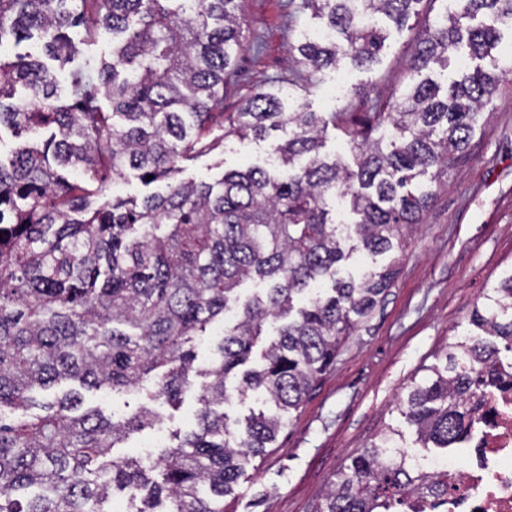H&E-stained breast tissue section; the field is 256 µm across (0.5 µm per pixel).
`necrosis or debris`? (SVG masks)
<instances>
[{"mask_svg":"<svg viewBox=\"0 0 512 512\" xmlns=\"http://www.w3.org/2000/svg\"><path fill=\"white\" fill-rule=\"evenodd\" d=\"M467 460L415 457L426 472L448 477V500L436 512H512V364H503L492 389L476 398Z\"/></svg>","mask_w":512,"mask_h":512,"instance_id":"necrosis-or-debris-1","label":"necrosis or debris"}]
</instances>
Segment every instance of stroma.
Instances as JSON below:
<instances>
[{
  "instance_id": "1",
  "label": "stroma",
  "mask_w": 512,
  "mask_h": 512,
  "mask_svg": "<svg viewBox=\"0 0 512 512\" xmlns=\"http://www.w3.org/2000/svg\"><path fill=\"white\" fill-rule=\"evenodd\" d=\"M440 8L439 0H421L404 29L389 28L373 67L344 61L313 83L292 87L299 33L316 31L317 19L302 0H243V49L224 86V109L236 111L258 90L288 89L313 112H365L379 100L395 104L421 31ZM271 158V142L231 136L223 150L181 161L178 177L210 182L230 169L269 166ZM391 263L397 274L384 301L346 340L273 448L247 465L224 499V512H319L347 458L382 427L402 430L404 446L412 447L414 433L401 415L411 380L423 367L443 364L448 346L469 332L473 308L512 274V82L484 108L468 148L441 177L405 249L378 258L356 253L341 270L357 279ZM199 395V388L188 390L175 411L142 394L80 391L83 408L107 415L151 403L170 436L193 427Z\"/></svg>"
}]
</instances>
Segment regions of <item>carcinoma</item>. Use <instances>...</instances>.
Instances as JSON below:
<instances>
[{
    "label": "carcinoma",
    "instance_id": "obj_1",
    "mask_svg": "<svg viewBox=\"0 0 512 512\" xmlns=\"http://www.w3.org/2000/svg\"><path fill=\"white\" fill-rule=\"evenodd\" d=\"M303 2L331 33L297 46L299 72L311 78L343 60L377 63L386 35L371 20L402 28L422 0ZM448 2L425 29L400 102L324 115L261 91L224 111V76L242 47L241 0H0V47L35 30L51 35L44 49L56 62L0 55V127L50 130L42 147L0 159V408L40 410L20 421L0 412V512H110L116 490L141 500L136 512H224L246 466L276 441L396 274L388 265L356 282L338 277V264L353 251L402 247L434 197L422 179L453 167L509 81L511 68L477 67L442 94L416 80L433 64L448 69L464 37L471 55L491 53L497 29L468 25L480 11L512 25V0ZM75 26L87 41L112 31V52L94 67L101 84H71L67 105L58 76L78 55L66 34ZM101 93L109 112L95 104ZM30 100L37 111L26 109ZM217 115L226 137L288 133L273 146L288 177L251 166L212 183L174 179L181 160L224 145L204 139ZM331 126L355 168L321 154ZM385 126L395 130L386 145L371 138ZM130 170L146 184L166 182L165 191L99 202L104 181L118 185ZM338 193L358 216L346 237L327 209ZM326 279L331 287H318ZM247 280L266 287L243 300ZM270 320L281 325L258 352ZM470 322L474 332L445 352V366L426 368L408 394L403 414L425 448L465 443L473 399L495 380L501 349L512 352V274ZM218 323L215 356L198 370L189 344ZM195 376L205 378L196 426L158 459L159 481L138 458L111 456L154 424L151 408L115 422L96 409L73 414V391L48 403L33 396L63 380L114 392L149 382L150 400L176 408ZM232 379L264 404L236 431L224 412ZM447 498L448 477L409 464L385 428L349 457L320 512H411Z\"/></svg>",
    "mask_w": 512,
    "mask_h": 512
}]
</instances>
